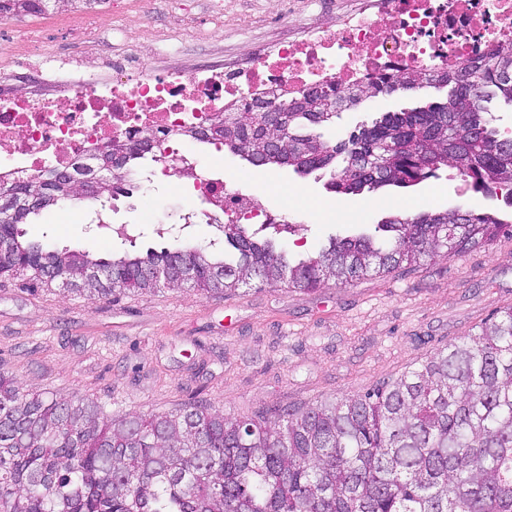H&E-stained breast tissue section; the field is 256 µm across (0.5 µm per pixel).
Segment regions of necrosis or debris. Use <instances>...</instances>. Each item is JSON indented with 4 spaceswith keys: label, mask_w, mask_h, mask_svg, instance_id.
<instances>
[{
    "label": "necrosis or debris",
    "mask_w": 512,
    "mask_h": 512,
    "mask_svg": "<svg viewBox=\"0 0 512 512\" xmlns=\"http://www.w3.org/2000/svg\"><path fill=\"white\" fill-rule=\"evenodd\" d=\"M80 28H57L17 52L12 33L0 36V75L28 68L31 58L51 59L50 45L75 38ZM512 44V0H380L377 13L351 14L316 27L301 38H284L268 56L239 71L155 75L144 63L112 64L118 79L99 83L92 68L61 71L63 96L37 98L0 94V177L26 180L51 168H67L101 153L111 143L149 140L167 161L165 177L178 175L175 159L184 128L211 127L215 117L247 91L277 94L298 87L363 84L408 69L443 71ZM194 196L224 199L223 219L249 210L252 199L228 181L200 172Z\"/></svg>",
    "instance_id": "necrosis-or-debris-1"
}]
</instances>
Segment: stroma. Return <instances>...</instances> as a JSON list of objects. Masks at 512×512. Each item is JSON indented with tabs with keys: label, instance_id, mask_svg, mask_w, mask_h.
Listing matches in <instances>:
<instances>
[{
	"label": "stroma",
	"instance_id": "obj_1",
	"mask_svg": "<svg viewBox=\"0 0 512 512\" xmlns=\"http://www.w3.org/2000/svg\"><path fill=\"white\" fill-rule=\"evenodd\" d=\"M368 0H100L92 9L51 8L20 15L14 28L39 39L48 27L88 21L79 38L58 43L74 60L135 51L154 71L192 76L208 65H241L282 38ZM424 87L341 111L326 136L345 137L385 112L442 97ZM182 154L215 175L233 173L238 193L254 197L283 230L276 243L289 257L316 255L332 236L373 232L395 213L445 210L465 203L496 209L512 222L505 198L488 199L452 167L409 188L341 196L326 188L329 171L256 168L210 145L186 142ZM141 187L116 199L84 198L27 225L30 240L102 255L119 250L115 233L134 225L140 249L168 246L159 226L178 224L189 208L191 179L171 191L147 162ZM109 224L90 230L88 218ZM512 306V231L485 247L442 254L415 269L368 276L347 285L300 291L252 283L223 294L159 288L109 297L68 294L25 277H0V372L21 389L78 396L105 412L163 413L188 403L227 415L303 407L366 393L417 368L431 352L465 336Z\"/></svg>",
	"mask_w": 512,
	"mask_h": 512
}]
</instances>
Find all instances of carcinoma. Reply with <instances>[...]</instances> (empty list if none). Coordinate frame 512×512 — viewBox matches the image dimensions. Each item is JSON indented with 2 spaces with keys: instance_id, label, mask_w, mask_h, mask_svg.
<instances>
[{
  "instance_id": "cac0c4a2",
  "label": "carcinoma",
  "mask_w": 512,
  "mask_h": 512,
  "mask_svg": "<svg viewBox=\"0 0 512 512\" xmlns=\"http://www.w3.org/2000/svg\"><path fill=\"white\" fill-rule=\"evenodd\" d=\"M90 8L100 0H0V13L43 11L49 3ZM434 82L447 95L423 107L388 112L333 143L320 129L336 117L316 102L335 92L344 106L362 98L413 91ZM309 111L288 103V143L261 154L267 116L242 99L239 120L224 119L208 136L228 153L261 155L259 167L288 166L301 175L336 167L327 189L358 195L365 188H408L450 165L474 191L512 188V157L496 148L492 105L512 106V46L480 64L409 70L343 90L304 89ZM390 143L373 182L349 168V157ZM123 155L132 172L147 152L125 143L102 152ZM56 201L32 204L29 183L0 180V195L25 206L24 223L67 206L70 185L53 169L39 177ZM508 221L497 210L446 209L394 214L375 234L335 237L315 257L292 260L265 232L228 230L225 250L177 239L173 247L112 260L58 250L25 239L18 224L0 223V276L30 280L76 295L186 286L232 291L258 280L312 291L371 273L419 265L442 249L487 245ZM0 512H512V307L474 334L439 350L420 366L363 396L335 397L293 410L228 416L200 404L142 415H108L93 401L24 392L0 372Z\"/></svg>"
}]
</instances>
